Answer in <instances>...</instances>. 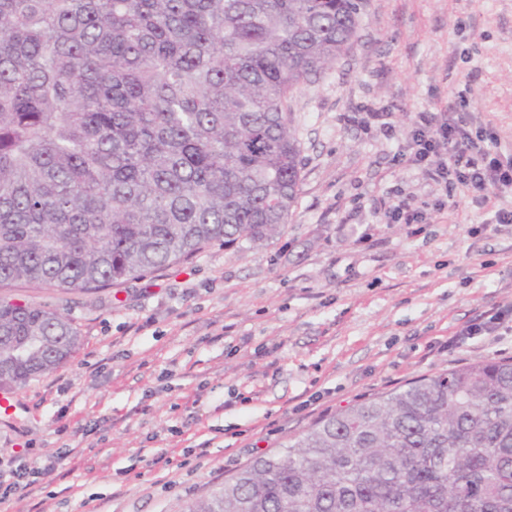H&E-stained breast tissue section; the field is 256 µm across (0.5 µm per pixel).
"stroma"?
Wrapping results in <instances>:
<instances>
[{
	"mask_svg": "<svg viewBox=\"0 0 512 512\" xmlns=\"http://www.w3.org/2000/svg\"><path fill=\"white\" fill-rule=\"evenodd\" d=\"M361 15L353 48L293 95L303 181L279 237L89 292L8 288L81 345L0 414V460L27 443L46 467L7 512H183L341 407L512 356L510 333H463L512 306V224L484 226L471 194L400 157L417 113L462 96L512 147V0H362ZM370 109L392 132L361 125ZM407 196L421 230L389 218Z\"/></svg>",
	"mask_w": 512,
	"mask_h": 512,
	"instance_id": "obj_1",
	"label": "stroma"
}]
</instances>
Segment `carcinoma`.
<instances>
[{"mask_svg":"<svg viewBox=\"0 0 512 512\" xmlns=\"http://www.w3.org/2000/svg\"><path fill=\"white\" fill-rule=\"evenodd\" d=\"M358 0H0V287L93 290L279 236L302 184L293 92ZM80 335L0 298V390ZM183 512H512V357L358 400Z\"/></svg>","mask_w":512,"mask_h":512,"instance_id":"cac0c4a2","label":"carcinoma"}]
</instances>
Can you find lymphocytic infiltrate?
Wrapping results in <instances>:
<instances>
[{"mask_svg": "<svg viewBox=\"0 0 512 512\" xmlns=\"http://www.w3.org/2000/svg\"><path fill=\"white\" fill-rule=\"evenodd\" d=\"M404 155L434 186L456 181L485 204L512 195V152L502 149L492 128L472 127L457 108L419 113ZM41 474V466L26 453L0 467V505L35 486Z\"/></svg>", "mask_w": 512, "mask_h": 512, "instance_id": "obj_1", "label": "lymphocytic infiltrate"}]
</instances>
